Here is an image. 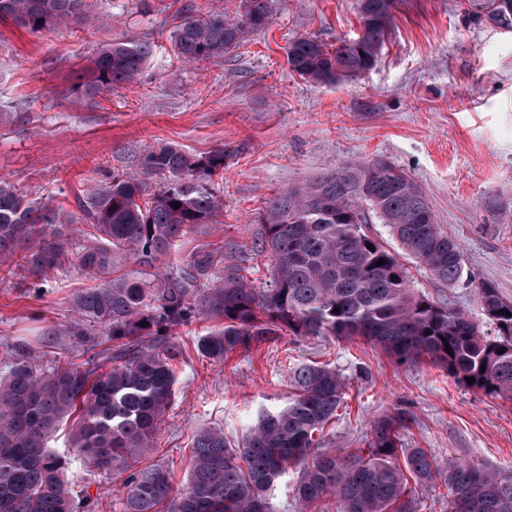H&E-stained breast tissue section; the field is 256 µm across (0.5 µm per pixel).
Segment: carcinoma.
Returning a JSON list of instances; mask_svg holds the SVG:
<instances>
[{
  "instance_id": "1",
  "label": "carcinoma",
  "mask_w": 512,
  "mask_h": 512,
  "mask_svg": "<svg viewBox=\"0 0 512 512\" xmlns=\"http://www.w3.org/2000/svg\"><path fill=\"white\" fill-rule=\"evenodd\" d=\"M394 5L361 0V32L352 39L292 38L289 71L338 84L370 69ZM272 13L273 0H241L233 19L186 15L173 31L174 51L186 62L221 57L265 30ZM0 17L32 33L70 18L93 20L91 0H0ZM488 19L512 28V0H499ZM155 51L147 40L100 46L81 92L93 98L136 81ZM227 157L222 148L195 156L158 144L144 151L135 171L95 184L78 199L95 239L82 248L78 266L101 284L73 295L74 316L54 335L80 343L98 327L112 348L40 371L0 341L3 357L12 360L0 376V512L97 506L87 491L74 495L67 457L48 445L72 417L71 448L85 465L121 483V512H276L270 491L291 469L296 512L329 496L336 512H414L411 478L423 488L443 479L448 512H512V471L452 459L441 466L426 449L403 447L401 431L410 421L404 411L374 420L366 451L325 443L324 428L343 408L346 385L327 364L297 365L286 401L261 411L241 441L220 426L199 428L183 489L174 490L158 464L133 468L155 451L176 381L172 361L182 354L177 329L196 320L218 325L198 340L207 357L222 360L284 332L358 336L402 364L426 359L468 389L512 400V301L491 284L479 287L480 307L494 324L486 333L464 312L412 287L402 258L454 285L463 275L462 253L442 231L425 190L384 158L317 175L269 200L258 219L259 253L273 261L263 288L246 282L250 258L229 262L222 246H197L180 262H165L180 238L214 223L223 210L213 183ZM57 219L49 203L1 181L0 257L48 280L62 266V245L50 232ZM377 223L388 227L400 252L370 233ZM131 261L135 269L117 274Z\"/></svg>"
}]
</instances>
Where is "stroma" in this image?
I'll return each mask as SVG.
<instances>
[{
    "instance_id": "1",
    "label": "stroma",
    "mask_w": 512,
    "mask_h": 512,
    "mask_svg": "<svg viewBox=\"0 0 512 512\" xmlns=\"http://www.w3.org/2000/svg\"><path fill=\"white\" fill-rule=\"evenodd\" d=\"M104 19L69 21L32 33L0 20V180L49 200L64 218L57 231L67 259L42 290L24 271L0 273V336L39 367L58 357L81 362L86 346L55 328L72 318L71 295L96 286L77 266L85 246L75 198L112 173L133 171L150 146L169 142L193 155L230 152L214 186L224 197L218 223L190 233L177 262L199 244L249 256L252 286L268 281L257 255L256 214L279 191L311 176L382 156L427 192L442 229L460 246L462 279L446 285L410 264L413 285L450 303L483 331L491 323L476 294L489 283L512 300V28L472 11L467 0H395L389 35L370 70L335 85L292 74L290 39L326 43L360 31V0H274L262 32L221 58L185 64L171 33L184 11L235 17L240 0H98ZM147 40L156 53L137 82L83 97L78 83L102 44ZM209 323L181 327L174 392L157 433V463L182 489L190 440L204 425L242 437L260 409L280 404L293 368L327 363L347 380L346 409L329 440L364 450L373 421L408 410L405 447L439 464L460 459L512 471V400L458 384L434 364H402L359 338L282 336L216 361L197 350ZM67 455L74 491H89L96 512H118L119 485L71 454L67 429L51 439Z\"/></svg>"
}]
</instances>
